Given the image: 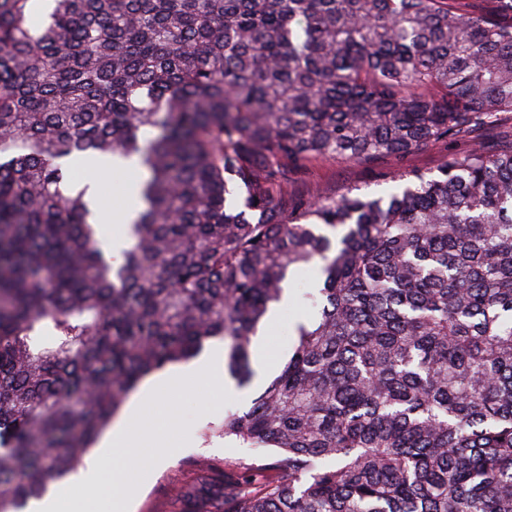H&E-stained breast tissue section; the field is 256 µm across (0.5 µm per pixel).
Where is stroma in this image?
Segmentation results:
<instances>
[{
    "mask_svg": "<svg viewBox=\"0 0 512 512\" xmlns=\"http://www.w3.org/2000/svg\"><path fill=\"white\" fill-rule=\"evenodd\" d=\"M449 148V143L437 142L401 157L370 162L315 161L289 172L288 187L314 195H339L350 189L378 194L387 187L386 176L436 171ZM316 277L315 268H298L288 299L276 307L274 320L260 333L267 347L264 359L254 364L257 375L250 386L237 388L227 397L221 390L223 379L217 376L181 389H154L150 441L136 443L134 452L127 455H105L100 484L84 495L86 512H114L113 482L117 479L130 490L126 512H171L175 486L192 466L252 456V449L225 442L209 429L221 425L228 412L249 408L286 361L293 341L292 326L311 312L303 294Z\"/></svg>",
    "mask_w": 512,
    "mask_h": 512,
    "instance_id": "1",
    "label": "stroma"
}]
</instances>
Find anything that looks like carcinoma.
Returning <instances> with one entry per match:
<instances>
[{"label":"carcinoma","instance_id":"1","mask_svg":"<svg viewBox=\"0 0 512 512\" xmlns=\"http://www.w3.org/2000/svg\"><path fill=\"white\" fill-rule=\"evenodd\" d=\"M0 0V512L81 461L151 373L313 314L176 512H512V144L379 194L288 166L397 157L512 112V0ZM137 159L121 261L67 167Z\"/></svg>","mask_w":512,"mask_h":512}]
</instances>
